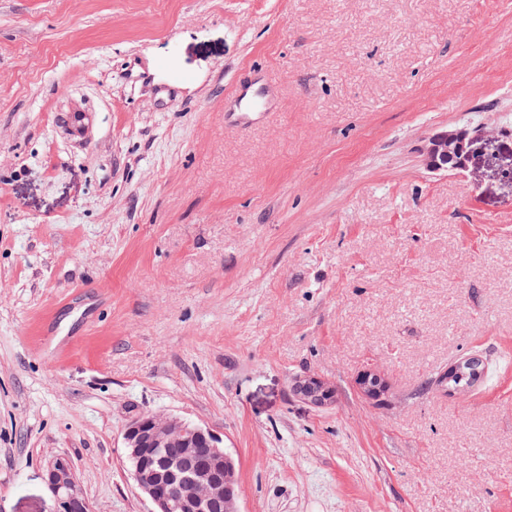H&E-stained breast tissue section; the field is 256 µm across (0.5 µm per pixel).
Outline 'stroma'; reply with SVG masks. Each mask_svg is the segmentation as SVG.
<instances>
[{"instance_id": "1", "label": "stroma", "mask_w": 512, "mask_h": 512, "mask_svg": "<svg viewBox=\"0 0 512 512\" xmlns=\"http://www.w3.org/2000/svg\"><path fill=\"white\" fill-rule=\"evenodd\" d=\"M476 115L512 119V0H0V512L60 455L151 512L143 412L217 434L243 512H512V136L421 154ZM256 91L249 93V88H244L238 95V109L241 112H233L231 117L240 124L244 125L249 123L251 120L256 119L261 112H249L256 100ZM476 126H467V129L474 131ZM466 128H457L448 133V130L439 131L426 137L422 145V154L426 166L434 171H447L452 169V162H448V157H460L459 161L462 168H466L474 156L471 148L466 151L465 144L473 143L474 136ZM297 391L310 402L321 405L331 400L332 391L315 376H307L297 385Z\"/></svg>"}]
</instances>
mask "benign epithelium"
<instances>
[{
	"mask_svg": "<svg viewBox=\"0 0 512 512\" xmlns=\"http://www.w3.org/2000/svg\"><path fill=\"white\" fill-rule=\"evenodd\" d=\"M473 140L465 128L429 135L422 145L426 166L446 171L448 159L457 156L461 167H467L474 151L465 144ZM360 385L370 396L379 395L383 389L380 378L371 371L361 378ZM297 391L316 405L332 398L331 389L315 376L300 381ZM123 444L133 480L154 505L153 512H211L219 506L224 512H242L234 459L218 445L210 429L174 416L149 413L127 423ZM201 446L207 449L205 460L198 458L197 448ZM48 477L55 493L49 512H93L67 458H57Z\"/></svg>",
	"mask_w": 512,
	"mask_h": 512,
	"instance_id": "obj_1",
	"label": "benign epithelium"
}]
</instances>
